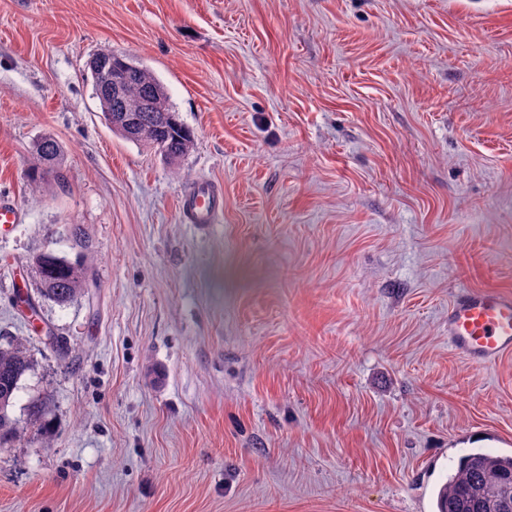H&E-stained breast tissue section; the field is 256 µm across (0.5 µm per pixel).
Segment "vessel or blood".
Here are the masks:
<instances>
[{
	"instance_id": "1",
	"label": "vessel or blood",
	"mask_w": 512,
	"mask_h": 512,
	"mask_svg": "<svg viewBox=\"0 0 512 512\" xmlns=\"http://www.w3.org/2000/svg\"><path fill=\"white\" fill-rule=\"evenodd\" d=\"M224 197L211 182L192 184L179 211L185 223H217ZM448 345L470 364L495 365L512 354V292L497 289L458 290L448 307Z\"/></svg>"
}]
</instances>
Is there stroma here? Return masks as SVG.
I'll return each instance as SVG.
<instances>
[{"label": "stroma", "mask_w": 512, "mask_h": 512, "mask_svg": "<svg viewBox=\"0 0 512 512\" xmlns=\"http://www.w3.org/2000/svg\"><path fill=\"white\" fill-rule=\"evenodd\" d=\"M101 51L161 79L183 159L105 124ZM200 179L219 223L179 215ZM0 194L9 413L51 408L0 512H437L471 441L512 454V355L448 346L457 290L512 291V0H0ZM65 224L88 289L30 315ZM61 147L51 136H44L34 146L32 158L27 167V174L33 180H54L61 177Z\"/></svg>", "instance_id": "stroma-1"}]
</instances>
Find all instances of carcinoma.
<instances>
[{"label":"carcinoma","instance_id":"cac0c4a2","mask_svg":"<svg viewBox=\"0 0 512 512\" xmlns=\"http://www.w3.org/2000/svg\"><path fill=\"white\" fill-rule=\"evenodd\" d=\"M98 61L88 65L93 94L99 100L103 119L123 139L154 148L167 161L175 163L189 153L194 134L180 120L168 102L165 87L149 68L131 71L137 59L129 54H96ZM121 70L129 76L126 112H115L99 90V70ZM61 147L51 136H44L34 146L27 174L33 180L61 177ZM67 235L75 258L53 249H45L32 258L36 291L40 298L66 305L88 287L92 250L80 224H69ZM32 361L23 341L0 347V448L12 445L28 428L45 421L50 409L43 402L28 406L26 418L8 414L22 377ZM438 512H512V455L492 454L481 448L458 459L455 473L440 487Z\"/></svg>","mask_w":512,"mask_h":512}]
</instances>
